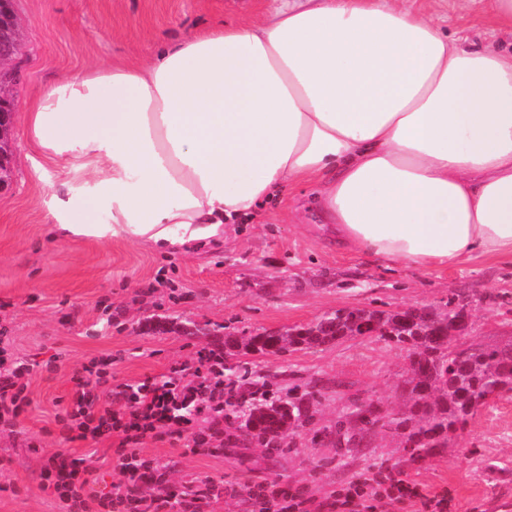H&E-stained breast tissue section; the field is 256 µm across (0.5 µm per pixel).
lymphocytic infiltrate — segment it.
<instances>
[{
	"mask_svg": "<svg viewBox=\"0 0 512 512\" xmlns=\"http://www.w3.org/2000/svg\"><path fill=\"white\" fill-rule=\"evenodd\" d=\"M224 359L211 351L200 356L194 370L172 369L159 384L111 385L100 369L88 367L76 378L70 401L58 422L65 440L95 439L111 434L118 439L120 485L104 489L95 469L84 459L65 452L50 456L41 472L43 487L60 490L70 512H200L211 488L199 482L190 497L178 500L169 489L146 493L155 480V468L143 460L138 448L145 440L181 439L189 431L187 410L207 412L214 435L224 431ZM26 364L0 373V427L15 426L28 403L18 381ZM412 503L417 512H448V494L432 495L419 485H406L392 471L379 469L375 477L359 476L326 497L320 512H383L391 504Z\"/></svg>",
	"mask_w": 512,
	"mask_h": 512,
	"instance_id": "obj_1",
	"label": "lymphocytic infiltrate"
}]
</instances>
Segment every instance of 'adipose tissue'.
<instances>
[{"label":"adipose tissue","mask_w":512,"mask_h":512,"mask_svg":"<svg viewBox=\"0 0 512 512\" xmlns=\"http://www.w3.org/2000/svg\"><path fill=\"white\" fill-rule=\"evenodd\" d=\"M48 157L98 191L55 220L169 245L277 191L320 188L337 235L395 263L512 254V52L451 37L404 0H272L134 66H91L29 108Z\"/></svg>","instance_id":"1"}]
</instances>
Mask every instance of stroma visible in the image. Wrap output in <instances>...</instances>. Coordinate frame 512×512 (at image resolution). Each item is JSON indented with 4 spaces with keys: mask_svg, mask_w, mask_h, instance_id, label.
<instances>
[{
    "mask_svg": "<svg viewBox=\"0 0 512 512\" xmlns=\"http://www.w3.org/2000/svg\"><path fill=\"white\" fill-rule=\"evenodd\" d=\"M449 35L512 48V33L480 16L475 0H410ZM270 0H15L23 56L9 90L17 105L12 183L0 192V359L30 364V401L18 429L0 427V512H66L41 487L45 460L60 449L91 455L107 482L122 475L111 437L97 445L64 442L56 415L73 379L91 361L105 362L115 384L159 383L172 367H194L219 350L225 335L286 331L346 307L447 310L461 301L470 315L468 341L512 342V255H476L451 267L394 264L337 243L323 231L317 188L296 185L263 202L223 232L177 249L112 231L59 235L51 213L59 200L84 199L93 179L83 160L61 166L30 140L28 108L54 82L92 64L127 65L156 46L199 30L257 21ZM408 353L377 338L280 354H241L240 374L265 384L269 399L316 384L283 454L258 443L241 447V417L224 421L197 453L181 441L142 445L165 485L206 480L214 494L202 512H256L248 488L276 483L318 502L378 465L427 490L450 491L453 512H512V397L484 407L445 448L409 466L401 437L376 428L336 444V424L353 399H380L385 411L408 406L400 390Z\"/></svg>",
    "mask_w": 512,
    "mask_h": 512,
    "instance_id": "obj_1",
    "label": "stroma"
}]
</instances>
